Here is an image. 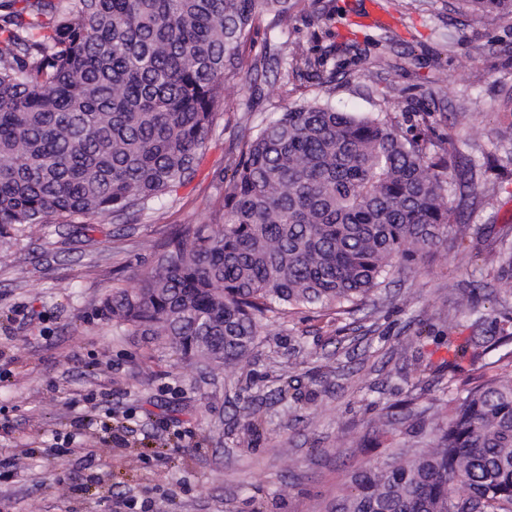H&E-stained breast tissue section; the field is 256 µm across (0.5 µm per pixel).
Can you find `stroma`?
I'll list each match as a JSON object with an SVG mask.
<instances>
[{
  "label": "stroma",
  "mask_w": 512,
  "mask_h": 512,
  "mask_svg": "<svg viewBox=\"0 0 512 512\" xmlns=\"http://www.w3.org/2000/svg\"><path fill=\"white\" fill-rule=\"evenodd\" d=\"M366 0H320L318 21L262 17L245 68L262 62L255 92H232L195 172L153 210L127 220L36 225L0 245V512H322L355 462L379 456L375 437L398 426L395 403L445 397V335L512 314L497 251L512 236V19L452 11L451 0H377L387 25L362 24ZM324 54L332 82L288 78L295 55ZM347 112H385L430 152L454 145L481 185L447 183L464 250L441 241L393 272L374 304L352 315L305 312L266 320L249 365L201 366L103 313L115 287L135 288L178 224L207 222L233 173L245 127L303 99ZM470 293L460 308L456 297ZM292 372L287 387L280 376ZM111 394L112 429L85 394ZM263 420L244 426L246 412ZM94 422L69 451L50 452L84 414Z\"/></svg>",
  "instance_id": "obj_1"
}]
</instances>
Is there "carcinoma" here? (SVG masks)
I'll return each instance as SVG.
<instances>
[{
  "label": "carcinoma",
  "mask_w": 512,
  "mask_h": 512,
  "mask_svg": "<svg viewBox=\"0 0 512 512\" xmlns=\"http://www.w3.org/2000/svg\"><path fill=\"white\" fill-rule=\"evenodd\" d=\"M298 2L0 0V241L121 220L183 183L226 93L247 86L257 20L277 27ZM459 2L512 17V0ZM327 65L303 55L294 72ZM437 167L452 178L460 162L379 115L297 103L244 138L210 222L172 232L104 309L187 360L248 362L268 315L358 311L438 243L454 212ZM500 251L512 280V239ZM448 346L433 448L361 463L324 512H512V349L488 361L480 336Z\"/></svg>",
  "instance_id": "cac0c4a2"
}]
</instances>
